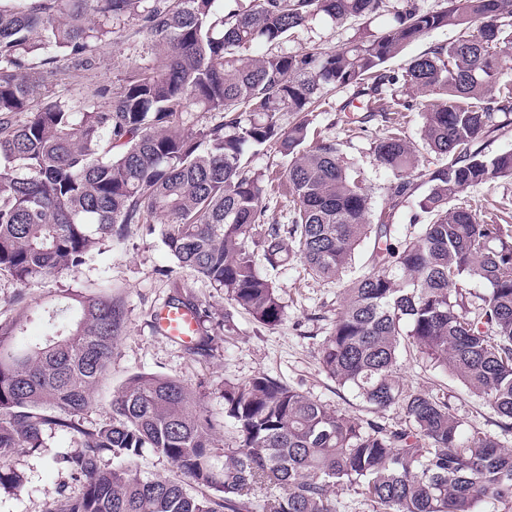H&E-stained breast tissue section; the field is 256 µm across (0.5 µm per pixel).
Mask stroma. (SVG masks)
I'll return each mask as SVG.
<instances>
[{
	"mask_svg": "<svg viewBox=\"0 0 512 512\" xmlns=\"http://www.w3.org/2000/svg\"><path fill=\"white\" fill-rule=\"evenodd\" d=\"M357 27L354 21L336 25L319 22L312 31L296 33L284 47L296 51L314 41L338 48ZM347 97V92H336L326 99L325 111L313 112L311 136L338 142L344 163L370 189L373 209L378 212L388 205V187L393 177L376 161L372 144L383 136L387 126L377 116L364 129L350 130V115L341 109ZM459 203L480 217L503 211L505 219L512 222V179H493L475 186L460 197ZM371 251V243L362 244L339 280L314 278L296 260L285 269L271 272L284 306V319L278 327L267 329L245 312L232 308L222 290L191 271L178 268L158 235L149 233L145 225L133 224L122 243L103 245L101 252L93 254L78 277L62 274L24 289L0 275V313L20 316L23 308L16 304L15 297L22 291L29 298L47 302L59 289L76 281L88 288L103 278L111 281L113 296L124 304L126 330L114 348L106 379L97 388L92 405L82 414L88 425L109 420L112 396L131 375L150 372L174 376L188 384L199 397L202 411L219 422L217 437L221 440L230 436L223 424L225 381H243L259 374L280 379L342 413L397 429L405 424L401 410H372L355 391L328 377L318 360V349L340 309L345 282L366 271ZM176 282L184 286L207 316L211 346L207 355L194 353L155 329L153 314L163 306ZM399 376L411 390L446 396L465 431L488 433L504 448L512 449V430L502 428L493 409L445 372L429 367L415 348L402 351ZM76 448L75 437L50 432L45 448L15 454L11 465L24 475L26 482L17 490L0 489V512H49L54 501L78 496L80 483L55 464L58 455Z\"/></svg>",
	"mask_w": 512,
	"mask_h": 512,
	"instance_id": "stroma-1",
	"label": "stroma"
}]
</instances>
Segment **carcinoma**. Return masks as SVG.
I'll return each instance as SVG.
<instances>
[{"label":"carcinoma","mask_w":512,"mask_h":512,"mask_svg":"<svg viewBox=\"0 0 512 512\" xmlns=\"http://www.w3.org/2000/svg\"><path fill=\"white\" fill-rule=\"evenodd\" d=\"M389 2L0 0V275L24 288L74 277L93 249L145 224L178 267L273 329L284 306L257 257L273 269L296 258L332 280L371 239L370 267L343 288L319 361L369 407H397L408 422H365L262 374L224 382L232 441L221 448L217 423L183 381L137 373L112 398V419L87 427L80 413L125 330L112 283L63 289L46 305L20 293L16 302L49 332L27 342L19 320L0 318V488L24 484L14 454L63 431L80 448L56 463L85 485L48 512H336L338 486L384 512H512V451L465 432L446 397L397 375L407 342L512 429V225L450 206L471 187L512 178V152L479 145L512 123V84L500 83L498 66L512 53V0H443L427 12L406 0L389 28L371 29ZM319 16L361 27L339 49L283 50ZM442 27L457 38L400 72L387 68ZM131 28L147 55L120 71L118 86L96 82L99 45ZM65 64L86 88L75 98L49 88ZM398 88L438 99H401ZM343 89L352 94L341 111L359 113L352 123L379 112L390 124L373 142L393 176L375 224L372 197L338 144L306 146L314 107ZM417 109L432 168L403 135L402 113ZM199 112L209 115L201 125ZM248 147L291 158L279 178L285 224L267 218L269 181L243 161ZM423 185L411 215L420 234L394 239L395 209ZM474 279L489 291L471 312L464 285ZM166 306L197 309L178 286ZM147 451L176 474L142 475L136 462Z\"/></svg>","instance_id":"1"}]
</instances>
